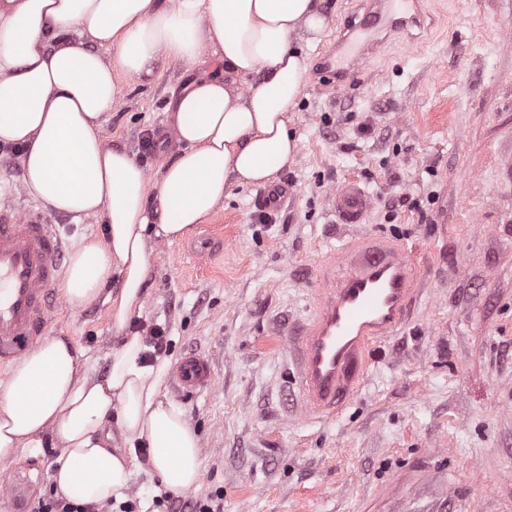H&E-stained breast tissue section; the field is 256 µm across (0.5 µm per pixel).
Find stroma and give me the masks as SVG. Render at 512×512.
<instances>
[{
    "mask_svg": "<svg viewBox=\"0 0 512 512\" xmlns=\"http://www.w3.org/2000/svg\"><path fill=\"white\" fill-rule=\"evenodd\" d=\"M327 29L303 45L307 74L288 115L299 151L279 182L297 196L269 223L257 190L234 189L183 239L154 243L135 325H162L175 365L207 356L215 385L177 401L201 443L197 489L224 512H512V0H420L421 25L392 32L372 69L337 89L320 56L366 0H325ZM184 69L160 63L124 79L102 136L136 153L150 178L179 147L167 108ZM361 180L365 228L396 234L425 267L410 323L388 339L355 401L334 422L296 406L282 333L306 315L315 263L339 246L331 191ZM0 199L35 203L18 157L0 154ZM223 243L188 248L206 226ZM119 280L84 309L63 306L49 333L72 342L83 372H107ZM166 512L165 488L139 458L129 489Z\"/></svg>",
    "mask_w": 512,
    "mask_h": 512,
    "instance_id": "obj_1",
    "label": "stroma"
}]
</instances>
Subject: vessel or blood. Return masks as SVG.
Instances as JSON below:
<instances>
[{
	"mask_svg": "<svg viewBox=\"0 0 512 512\" xmlns=\"http://www.w3.org/2000/svg\"><path fill=\"white\" fill-rule=\"evenodd\" d=\"M418 0H370L364 17L348 23L335 51L319 69L344 82L366 65L385 28L415 23ZM294 195L291 185L261 189L259 208L278 211ZM333 207L340 223H365L371 196L358 181L337 187ZM67 253L59 225L36 207L18 210L0 201V365L18 360L46 335L56 309ZM424 282L423 267L403 238L364 233L344 241L319 263L307 290V315L287 336L296 403L311 420H336L358 394L381 345L409 320ZM209 358L188 354L170 374L181 397L210 387ZM40 477L14 469L0 480V498L29 512Z\"/></svg>",
	"mask_w": 512,
	"mask_h": 512,
	"instance_id": "vessel-or-blood-1",
	"label": "vessel or blood"
}]
</instances>
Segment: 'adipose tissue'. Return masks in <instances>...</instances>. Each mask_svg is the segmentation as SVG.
I'll return each mask as SVG.
<instances>
[{"instance_id": "1", "label": "adipose tissue", "mask_w": 512, "mask_h": 512, "mask_svg": "<svg viewBox=\"0 0 512 512\" xmlns=\"http://www.w3.org/2000/svg\"><path fill=\"white\" fill-rule=\"evenodd\" d=\"M322 3L0 0V144L20 148L26 184L47 209L105 226L71 252L64 296L80 309L120 281L104 379L82 373L69 340L49 336L0 380L1 462L37 455L48 434L61 450L57 494L78 505L121 500L135 464L113 449L118 435L128 447L147 445L168 492L197 488L199 438L161 397L163 364L144 363L143 339L129 330L144 308L150 243L184 237L234 187L271 184L294 160L288 114L307 61L293 37L319 39ZM206 51L223 72L197 74ZM163 59L195 77L169 105L179 153L153 181L133 152L105 145L101 127L120 77L150 79Z\"/></svg>"}]
</instances>
